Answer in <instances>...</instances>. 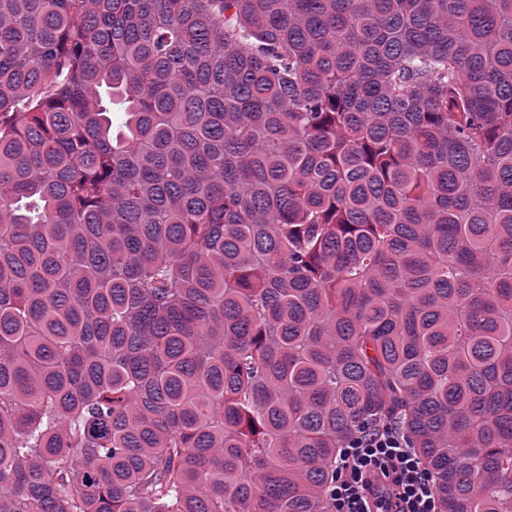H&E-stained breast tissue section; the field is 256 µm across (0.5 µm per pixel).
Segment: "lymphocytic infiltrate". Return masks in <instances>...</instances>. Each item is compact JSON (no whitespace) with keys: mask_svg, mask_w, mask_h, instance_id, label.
I'll return each instance as SVG.
<instances>
[{"mask_svg":"<svg viewBox=\"0 0 512 512\" xmlns=\"http://www.w3.org/2000/svg\"><path fill=\"white\" fill-rule=\"evenodd\" d=\"M329 496L334 512H439L434 478L395 424L340 450Z\"/></svg>","mask_w":512,"mask_h":512,"instance_id":"f902f5d3","label":"lymphocytic infiltrate"}]
</instances>
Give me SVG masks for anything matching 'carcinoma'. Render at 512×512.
<instances>
[{"label":"carcinoma","instance_id":"obj_1","mask_svg":"<svg viewBox=\"0 0 512 512\" xmlns=\"http://www.w3.org/2000/svg\"><path fill=\"white\" fill-rule=\"evenodd\" d=\"M388 420L512 512V0H0V512H333Z\"/></svg>","mask_w":512,"mask_h":512}]
</instances>
